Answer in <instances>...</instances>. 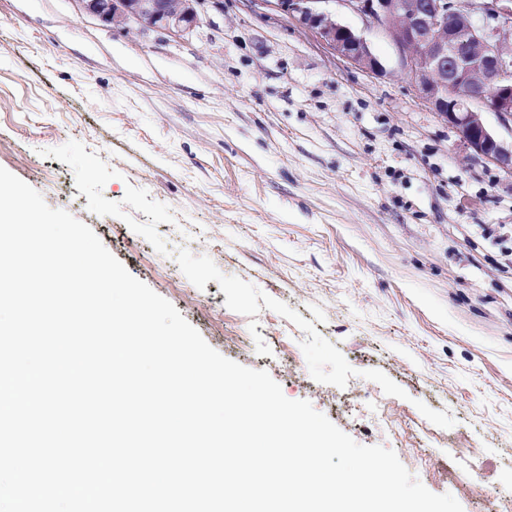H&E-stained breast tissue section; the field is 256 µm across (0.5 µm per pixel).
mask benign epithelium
<instances>
[{"instance_id": "7a95c632", "label": "benign epithelium", "mask_w": 512, "mask_h": 512, "mask_svg": "<svg viewBox=\"0 0 512 512\" xmlns=\"http://www.w3.org/2000/svg\"><path fill=\"white\" fill-rule=\"evenodd\" d=\"M101 23L171 34L198 23L205 0H76ZM314 31L334 54L374 74L382 66L366 37L338 21L336 6L391 38L419 99L472 154L512 175V140L485 114L512 125V0H250ZM466 44L467 52H460Z\"/></svg>"}]
</instances>
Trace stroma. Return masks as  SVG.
<instances>
[{"label": "stroma", "instance_id": "35a3bbf8", "mask_svg": "<svg viewBox=\"0 0 512 512\" xmlns=\"http://www.w3.org/2000/svg\"><path fill=\"white\" fill-rule=\"evenodd\" d=\"M336 19L364 31L384 74L247 0H207L179 37L105 26L76 0H0V167L87 224L224 357L394 450L464 512H512V176L422 104L388 37ZM70 140L117 171L105 198L131 185L169 205L157 230L170 248L287 303L358 376L316 382L298 326L230 310L217 282L195 287L122 219L92 213L70 167L41 155ZM382 399L401 427L370 418ZM420 401L455 425H433Z\"/></svg>", "mask_w": 512, "mask_h": 512}]
</instances>
